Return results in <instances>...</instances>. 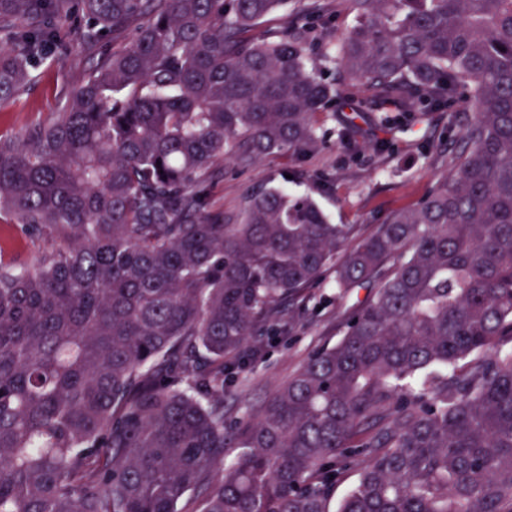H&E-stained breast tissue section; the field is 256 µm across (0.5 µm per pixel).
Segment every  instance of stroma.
<instances>
[{
  "instance_id": "obj_1",
  "label": "stroma",
  "mask_w": 512,
  "mask_h": 512,
  "mask_svg": "<svg viewBox=\"0 0 512 512\" xmlns=\"http://www.w3.org/2000/svg\"><path fill=\"white\" fill-rule=\"evenodd\" d=\"M301 8L330 16L327 33L333 42L352 23L345 0H286L256 28V35H281ZM61 38L65 50L56 51L53 60L38 69L34 83L7 107L0 108L1 137L19 136L64 106L72 87L94 62L93 51L82 44L71 27H63ZM345 118L354 122L356 138L364 146L354 158L336 142V131ZM319 123L326 133L325 145L301 165H288L280 155L268 156L245 170L231 161L217 165L211 178L213 211L236 210L246 196L287 168L292 175L289 187L295 192L308 191L315 177L327 178L332 188L318 194L321 207L333 223L359 225L360 235L365 238L375 233L388 215L416 205L444 168V158L435 156L430 145L448 125L446 110L407 117L397 125H381L375 112L366 106L357 111L347 108L340 113H322ZM383 142L394 145V152H379ZM369 297V289L356 288L333 294L330 302L318 309L290 306L288 312L294 316L296 328L264 344L261 357L234 387L225 391V418H236L256 408L270 392L287 382L312 350L336 343L349 312L364 305Z\"/></svg>"
}]
</instances>
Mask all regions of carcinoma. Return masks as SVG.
<instances>
[{
  "label": "carcinoma",
  "mask_w": 512,
  "mask_h": 512,
  "mask_svg": "<svg viewBox=\"0 0 512 512\" xmlns=\"http://www.w3.org/2000/svg\"><path fill=\"white\" fill-rule=\"evenodd\" d=\"M283 2L0 0V108L59 27L98 50L63 108L0 138V212L36 248L22 271L0 245V512H512V0H347L333 82L323 19L250 35ZM360 88L448 109L416 206L349 252L355 225L310 193L212 213L217 163L303 162ZM330 269L370 302L226 422L248 341Z\"/></svg>",
  "instance_id": "obj_1"
}]
</instances>
